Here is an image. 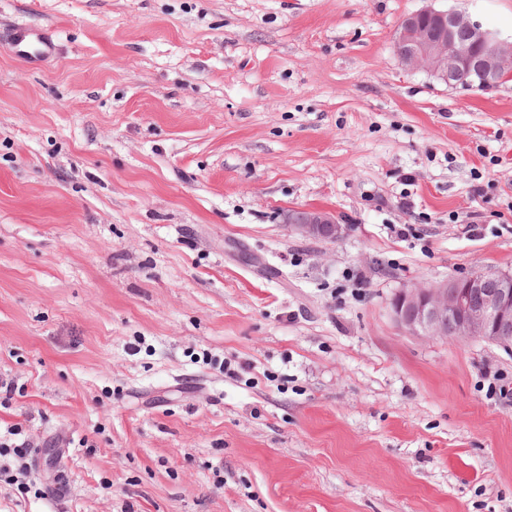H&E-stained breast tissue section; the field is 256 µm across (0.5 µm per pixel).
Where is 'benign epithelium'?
Masks as SVG:
<instances>
[{
	"label": "benign epithelium",
	"instance_id": "1",
	"mask_svg": "<svg viewBox=\"0 0 512 512\" xmlns=\"http://www.w3.org/2000/svg\"><path fill=\"white\" fill-rule=\"evenodd\" d=\"M467 26L468 46L454 37L455 28ZM402 65L447 78L450 71L476 70L493 87L512 65V43L477 22L453 11L425 8L405 16L394 41ZM289 231L309 240L338 241L344 227L325 210L303 211L287 218ZM396 322L416 336L457 340L472 338L512 340V273L477 270L464 279H447L429 286L401 290L391 303Z\"/></svg>",
	"mask_w": 512,
	"mask_h": 512
}]
</instances>
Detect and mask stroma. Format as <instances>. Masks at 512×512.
I'll list each match as a JSON object with an SVG mask.
<instances>
[{
    "label": "stroma",
    "mask_w": 512,
    "mask_h": 512,
    "mask_svg": "<svg viewBox=\"0 0 512 512\" xmlns=\"http://www.w3.org/2000/svg\"><path fill=\"white\" fill-rule=\"evenodd\" d=\"M427 7L512 38V0H0V512H512V348L391 309L512 272V76L404 67ZM17 55L30 61H40L55 51V44L41 30L19 26L14 40ZM289 231L303 239L338 241L345 230L342 224H336L332 213L325 210H304L298 219L287 218ZM6 434L4 441L2 442V432L0 434V447L4 448L5 451L9 450L13 454V457L16 462V474L20 475L21 478H25L28 470H29V448H31V444L28 439L23 438L20 443L19 436H22L23 430L17 426H12L6 430ZM17 437V438H16ZM1 448H0V456H1Z\"/></svg>",
    "instance_id": "obj_1"
}]
</instances>
